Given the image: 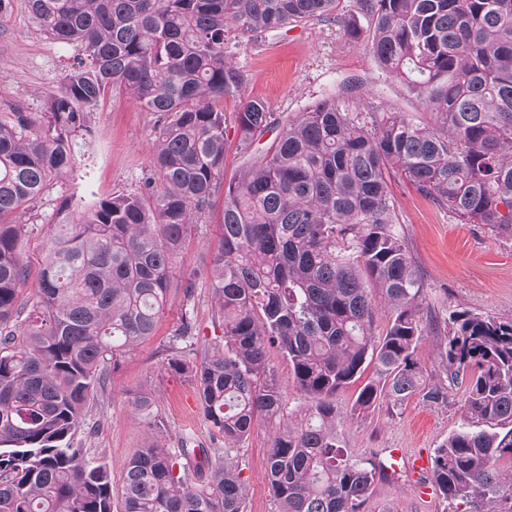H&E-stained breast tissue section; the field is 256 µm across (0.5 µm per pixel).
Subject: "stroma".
<instances>
[{
    "label": "stroma",
    "instance_id": "1",
    "mask_svg": "<svg viewBox=\"0 0 512 512\" xmlns=\"http://www.w3.org/2000/svg\"><path fill=\"white\" fill-rule=\"evenodd\" d=\"M78 47L52 40L33 22L27 0H12L0 17V117L11 112L44 115L50 96L77 61ZM233 63L246 75L245 94L264 100L274 117L297 116L315 101L335 98L352 112L374 109L429 120L428 110L396 81H383L366 39L347 36L336 24L313 20L265 37L241 39ZM158 113L146 111L131 96H108L90 116L92 134L76 149L77 171L56 180L32 209L16 218L23 224L24 258L30 275L20 298L37 293L45 237L56 222L62 196L84 201L123 191L139 190L150 176L151 148ZM399 222L423 285L425 335L414 357L423 372L441 378L438 349L450 313L466 308L484 315L512 318V238L495 235L483 224H463L458 217L420 195L404 179L390 182ZM221 206L198 215L176 256L174 279L155 333L118 357L109 367L73 435L87 457L101 459L112 469V486L121 489L122 465L151 441L171 451L224 448L246 481L245 512H277L264 477L269 439L279 423L259 419L250 438L225 445L202 415L198 395L184 375L169 366L172 356L200 361L223 350L218 325L210 261L221 244ZM193 280L192 295L184 283ZM189 317V336L176 338L182 317ZM146 395L149 411L135 407ZM354 393L346 391L336 405L340 445L358 454L388 458L403 455L433 457L436 448L465 419L464 397L453 390L447 404H427L411 397L403 405L383 402L362 414L352 411ZM428 476L406 472L378 481L364 512H443L438 497L423 499L420 488Z\"/></svg>",
    "mask_w": 512,
    "mask_h": 512
}]
</instances>
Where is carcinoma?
Listing matches in <instances>:
<instances>
[{"mask_svg":"<svg viewBox=\"0 0 512 512\" xmlns=\"http://www.w3.org/2000/svg\"><path fill=\"white\" fill-rule=\"evenodd\" d=\"M357 3L380 70L433 121L323 99L275 122L263 100L242 96L230 32L321 19L356 38L341 0H29L40 30L82 54L47 121L0 120V512H244V480L218 448L139 449L123 465L117 509L108 464L72 441L108 366L153 336L190 224L221 191L211 266L224 352L169 367L228 444L245 442L259 417L282 422L265 472L277 512H362L387 476L379 458L338 445L336 397L359 381L360 413L412 396L443 404L448 388H462L467 424L435 451V490L449 512H512V319L452 312L438 351L447 384L427 381L414 359L421 286L389 189L400 174L461 223L512 237V0ZM112 91L163 116L152 156L161 184L83 211L63 198L36 300L23 304V225L13 217L74 169L89 114ZM228 100L242 152L282 129L225 185ZM378 296L389 305L380 334ZM272 347L306 397L296 412L272 377Z\"/></svg>","mask_w":512,"mask_h":512,"instance_id":"carcinoma-1","label":"carcinoma"}]
</instances>
